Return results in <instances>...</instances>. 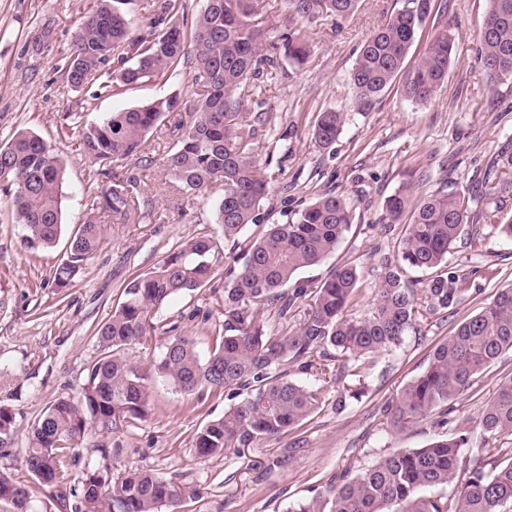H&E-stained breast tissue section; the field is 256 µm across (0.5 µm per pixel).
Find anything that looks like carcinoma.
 <instances>
[{"instance_id": "1", "label": "carcinoma", "mask_w": 512, "mask_h": 512, "mask_svg": "<svg viewBox=\"0 0 512 512\" xmlns=\"http://www.w3.org/2000/svg\"><path fill=\"white\" fill-rule=\"evenodd\" d=\"M356 4L284 0L289 12L310 23L324 15L346 19ZM431 8V0H405L365 40L350 75L360 107L370 105L402 71ZM184 12L183 0H162L152 5L147 34L134 37L133 22L112 0H94L75 32L65 75L74 88L94 87L92 98L99 99L156 78H175L191 66L192 102L176 94L110 112L83 126L79 137L84 153L106 166L144 152L147 135L161 119L179 115L169 129L173 147L165 169L187 192L221 188L216 220L224 241L234 243L246 226L263 221L260 205L268 194L267 178L252 155L255 128L247 120L249 103L260 108L257 122L268 121L269 115L262 110L260 86L247 79L262 65L273 66L279 46L264 39L268 18L262 0H206L190 22ZM281 47L297 64L310 51L301 29L284 35ZM453 48L454 38L446 32L428 44L404 85L409 100L426 102L438 93L448 78ZM476 52L491 82L512 79V0H489ZM345 121L346 113L332 108L319 113L312 130L315 144L322 149L335 145ZM104 177L107 182L90 198L86 218L71 233L66 258L56 268L58 288L69 287L101 247L104 226L97 214L121 218L135 208L134 181L110 169ZM63 180L56 147L41 136L19 130L0 143V192L22 226L29 252L53 247L61 234ZM505 186L512 187V179L487 175L476 192H438L416 202L404 189L387 197L383 220L389 228L402 223L405 231L396 262L384 264L371 311L361 318L347 314L357 290L356 266L333 268L313 289L296 279L300 270L322 264L351 228L346 200L321 193L291 221L268 225L243 252L241 267L224 287V325L208 356L201 357L197 342L173 327L154 368L159 378L187 395L209 389L236 398L247 391L246 398L197 432L196 458L207 460L286 435L316 413L324 401L323 387L288 379L293 370L311 372L323 382L341 380L357 362L401 345L418 317L448 312L467 291L469 273L448 261L463 226L486 224L512 239V215L505 216L497 203ZM219 260L215 242L200 236L124 284L122 301L97 331L100 355L90 364L79 397L56 399L28 429L25 466L39 486L64 485L76 440L87 430L111 433L148 416V373L133 366L123 351L151 333L155 312L170 299L205 286ZM438 269L443 273L428 282L423 294L407 286L409 272ZM260 309L280 318L301 309L304 317L296 329L269 335L257 322ZM509 350L512 286L499 290L434 347L424 371L387 408L388 424L403 430L448 406ZM480 428L481 452H490L498 437L512 436V377L500 383ZM16 433L15 414L0 406L1 452ZM471 445V431L462 426L449 439L390 451L354 475L340 473L326 494L297 503L292 512H512V456H499V448L489 456V469L463 475L461 465ZM455 481L451 505L443 495L422 494ZM31 492L30 486L0 473V501L11 503L16 512H28ZM198 497L197 490L147 470L116 472L108 464L84 468L69 489L56 494L60 507L70 512H175Z\"/></svg>"}]
</instances>
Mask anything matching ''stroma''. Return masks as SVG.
Returning a JSON list of instances; mask_svg holds the SVG:
<instances>
[{"instance_id":"35a3bbf8","label":"stroma","mask_w":512,"mask_h":512,"mask_svg":"<svg viewBox=\"0 0 512 512\" xmlns=\"http://www.w3.org/2000/svg\"><path fill=\"white\" fill-rule=\"evenodd\" d=\"M404 0H360L354 17L335 24L290 19L275 9L265 37L277 40L286 29L306 30L310 56L298 65L279 56L255 81L265 89L270 119L258 125L252 143L270 191L262 210L269 224L291 220L321 191L345 198L353 223L336 250L320 266L298 277L317 286L335 266L351 263L359 273L349 312L366 313L378 282L379 258L395 256L402 225L386 227L383 202L403 186L421 199L438 190H471L475 174L502 167L512 156V79L491 82L475 58L477 28L487 0H434L406 61L413 68L429 42L444 31L456 36V57L437 96L418 104L406 99L397 77L370 106L358 109L350 84L356 49ZM93 0H0V143L19 129L34 132L59 150L66 195L62 232L54 247L27 252L12 209L0 198V405L10 408L18 432L0 471L22 481L29 474L23 456L28 426L57 398L78 397L99 350L94 334L107 322L124 283L152 270L174 248L206 235L223 245L214 219L218 192L188 194L167 175L164 159L173 143L168 122L149 134L148 153L121 161L117 171L136 180V206L127 217L100 215L105 239L70 288L57 290L54 270L70 232L81 223L91 195L104 182L98 164L84 153L77 124L109 112L180 94L189 98L187 78L160 79L110 98L92 99L91 88H72L65 66L75 28ZM333 108L347 115L336 144L318 149L312 127L318 112ZM450 261L470 271V290L447 319L418 320L403 343L374 355L361 378L326 384V403L287 436L265 439L206 462L195 456L196 433L223 416L230 400L223 393L197 398L155 378L163 333L170 327L196 338L208 354L215 327L224 321V273L197 291L176 296L157 313L155 329L130 346L128 360L149 372L146 419L119 425L109 436L86 432L72 469L109 461L117 470L141 469L198 489L181 512H291L301 500L324 492L342 471L359 472L396 448H421L451 437L462 423L477 427L503 377L512 375V351L503 353L453 401L447 417L432 415L403 432L390 429L385 408L427 366L432 345L450 336L462 319L487 306L498 289L512 284V239L488 230L486 250L473 252L458 239ZM359 387L345 407L336 401ZM120 445L106 459L101 445Z\"/></svg>"}]
</instances>
